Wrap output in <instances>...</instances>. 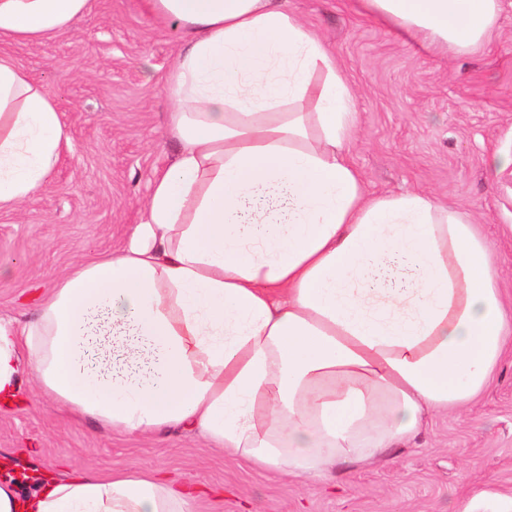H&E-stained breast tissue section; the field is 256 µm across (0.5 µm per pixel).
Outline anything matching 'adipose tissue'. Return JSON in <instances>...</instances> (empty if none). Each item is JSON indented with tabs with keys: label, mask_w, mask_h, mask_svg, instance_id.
Segmentation results:
<instances>
[{
	"label": "adipose tissue",
	"mask_w": 512,
	"mask_h": 512,
	"mask_svg": "<svg viewBox=\"0 0 512 512\" xmlns=\"http://www.w3.org/2000/svg\"><path fill=\"white\" fill-rule=\"evenodd\" d=\"M183 32L168 134L125 247L62 276L26 323L0 316V401L22 375L70 421L188 431L284 477L368 465L460 410L508 347L488 245L434 196L377 195L350 162L355 95L278 0H143ZM88 0H0V39L67 28ZM364 16L460 54L500 0H358ZM66 134L54 99L0 52V210L32 202ZM0 512H199L147 468L43 474Z\"/></svg>",
	"instance_id": "ef3b65f1"
}]
</instances>
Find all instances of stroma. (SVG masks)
<instances>
[{
    "label": "stroma",
    "instance_id": "obj_1",
    "mask_svg": "<svg viewBox=\"0 0 512 512\" xmlns=\"http://www.w3.org/2000/svg\"><path fill=\"white\" fill-rule=\"evenodd\" d=\"M325 40L355 94L350 160L373 193L424 191L469 212L512 309V0L490 43L436 52L362 16L356 0H286ZM181 32L141 0H88L48 38L0 42L57 102L67 138L35 202L0 211V314L26 322L36 298L76 263L122 249L155 171L178 145L165 135L163 77ZM21 403L0 405V466L68 474L150 466L200 486L204 512H453L484 484L512 495V349L460 412L434 417L387 460L316 481L261 473L189 432L119 436L70 423L28 375Z\"/></svg>",
    "mask_w": 512,
    "mask_h": 512
}]
</instances>
